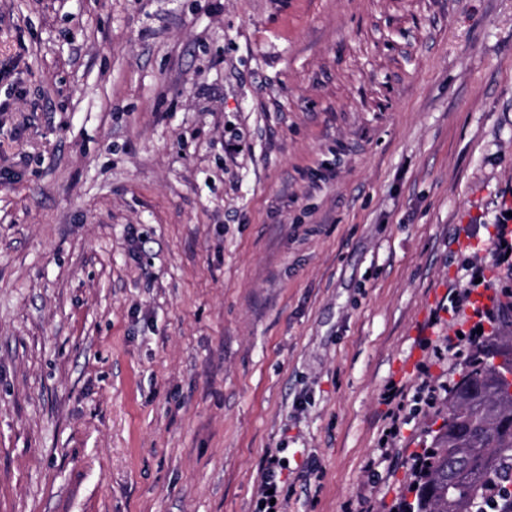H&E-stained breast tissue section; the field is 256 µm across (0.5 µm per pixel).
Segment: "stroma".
Segmentation results:
<instances>
[{"label":"stroma","mask_w":512,"mask_h":512,"mask_svg":"<svg viewBox=\"0 0 512 512\" xmlns=\"http://www.w3.org/2000/svg\"><path fill=\"white\" fill-rule=\"evenodd\" d=\"M0 101V512L413 502L422 340L512 288V0H0ZM507 212H512L511 209H506L502 212L498 223L495 225L497 229V239L500 242V257L499 261L501 264H507V269L512 270V244L507 239L508 235V223L512 221V217L507 216ZM505 244V247H502ZM279 465L280 461L276 457L271 456L268 459V465L260 487L261 497L258 499L256 504V512H270V510L275 511L279 497V487L276 481V470ZM270 489H273V494H268V490ZM272 498H275V504H271Z\"/></svg>","instance_id":"35a3bbf8"}]
</instances>
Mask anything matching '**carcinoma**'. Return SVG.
I'll list each match as a JSON object with an SVG mask.
<instances>
[{"label": "carcinoma", "mask_w": 512, "mask_h": 512, "mask_svg": "<svg viewBox=\"0 0 512 512\" xmlns=\"http://www.w3.org/2000/svg\"><path fill=\"white\" fill-rule=\"evenodd\" d=\"M512 336L496 329L468 362L471 377L448 396V418L415 472L410 512H512V398L498 397L491 352Z\"/></svg>", "instance_id": "cac0c4a2"}]
</instances>
